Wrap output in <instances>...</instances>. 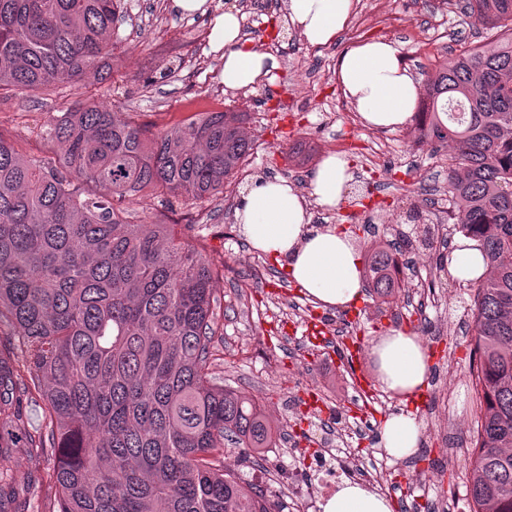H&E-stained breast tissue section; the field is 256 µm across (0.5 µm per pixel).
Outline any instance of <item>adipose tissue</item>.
<instances>
[{"label": "adipose tissue", "mask_w": 512, "mask_h": 512, "mask_svg": "<svg viewBox=\"0 0 512 512\" xmlns=\"http://www.w3.org/2000/svg\"><path fill=\"white\" fill-rule=\"evenodd\" d=\"M354 8L355 0H285V18L289 32L310 46H324L344 28ZM242 22L239 10L230 7L214 17L209 31V45L224 61L220 80L229 90L255 88L279 67L275 57L245 37ZM337 74L344 97L355 105L366 126L397 130L413 117L420 84L403 64L395 42L352 45L340 55ZM351 179L345 156L331 153L319 163L308 193L281 177L262 178L245 191L235 211L248 245L285 260L298 288L327 308L344 309L361 301V253L340 226H313L310 207H337ZM448 270L462 283L479 281L485 273L480 242L457 237ZM370 355L378 366L381 390L402 404L382 422L379 443L389 457H411L419 446L421 426L403 404L427 385V348L413 332L395 328L372 339ZM318 508L320 512H392V503L386 495L345 479L331 496L319 501Z\"/></svg>", "instance_id": "obj_1"}]
</instances>
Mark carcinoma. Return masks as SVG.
I'll return each mask as SVG.
<instances>
[{
  "label": "carcinoma",
  "mask_w": 512,
  "mask_h": 512,
  "mask_svg": "<svg viewBox=\"0 0 512 512\" xmlns=\"http://www.w3.org/2000/svg\"><path fill=\"white\" fill-rule=\"evenodd\" d=\"M476 26L509 36L444 58L425 83L416 139L448 156V203L477 238L469 376L478 413L464 461L469 512H512V0H465ZM124 0H0V88L24 95L111 78L112 26ZM248 113L195 114L146 139L112 105L85 98L49 118L56 155L0 137V321L22 359L0 347V457L25 426L22 396L44 403L56 456L57 512H275L272 492L224 469V446L255 455L272 427L214 371V280L224 264L173 224H128L140 196L199 201L253 150ZM109 190L100 195L92 186ZM397 250L367 258V288L395 302ZM19 480L0 470V512Z\"/></svg>",
  "instance_id": "cac0c4a2"
}]
</instances>
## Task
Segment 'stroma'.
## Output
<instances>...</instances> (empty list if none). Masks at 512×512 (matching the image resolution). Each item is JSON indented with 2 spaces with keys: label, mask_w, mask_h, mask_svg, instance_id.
Returning a JSON list of instances; mask_svg holds the SVG:
<instances>
[{
  "label": "stroma",
  "mask_w": 512,
  "mask_h": 512,
  "mask_svg": "<svg viewBox=\"0 0 512 512\" xmlns=\"http://www.w3.org/2000/svg\"><path fill=\"white\" fill-rule=\"evenodd\" d=\"M437 2L355 0L336 42L312 47L295 35L275 37L270 23L281 14L283 0H213L216 11L235 5L254 16L253 27L262 33L255 46L280 60L272 83L282 97L297 103L276 111L264 102L266 84L251 91L224 88L218 78L222 60L208 44L209 18L172 14L166 0H126L112 36L113 77L85 94L127 113L148 137L197 112L231 108L248 113L247 131L255 148L222 194L195 205L141 197L126 204L128 223L181 225L190 244L225 261L223 277L213 283L221 304L217 370L226 387L259 397L277 410L282 446L316 448L321 439L342 432L350 447H363L361 466L379 477L391 500L422 495L442 512H468V472L459 443L468 438L477 412L468 373L473 290L437 265L457 236L453 225L433 230L406 221L409 211L426 212L447 188L448 162L418 152L412 145L413 127L389 131L365 126L336 79L339 55L355 42H395L404 64L424 82L443 57L494 39V32L472 26L460 8L438 20ZM75 98V90L67 86L24 96L0 90V137L17 142L25 152H40L41 126ZM298 142L305 147L303 155L290 157ZM331 152L351 162L353 179L336 208L312 206L313 224L342 225L363 247L374 241L395 243L407 233L413 250L429 258L426 266L407 265L399 273L413 301L404 298L381 311L365 299L369 321L347 329L367 343L393 326L407 328L406 308L412 302L441 326L438 339L426 344L434 401L415 410L421 425L419 449L429 455L425 462L418 455L393 460L380 448L379 416L398 409L399 402L379 390L369 399L356 398L334 352L336 330L342 327L340 310L322 307L298 291L283 263L251 248L237 229L235 211L247 184L277 175L308 189L317 165ZM254 262L263 270L257 278L247 274ZM310 387L325 404L349 411V419L338 426L320 414L303 420L291 412L290 399ZM0 466L39 484L34 498L18 488L15 506L20 512H53L51 459L37 460L20 449Z\"/></svg>",
  "instance_id": "1"
}]
</instances>
